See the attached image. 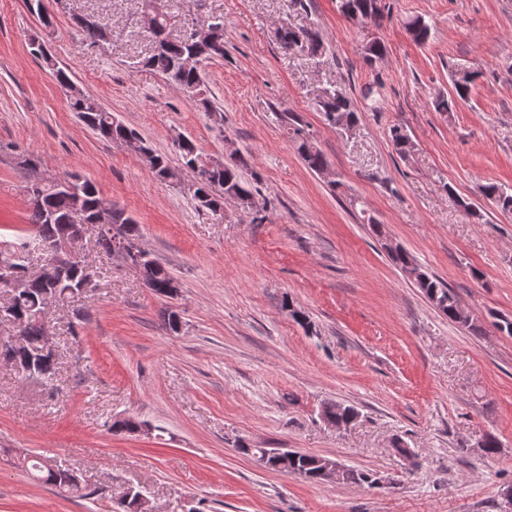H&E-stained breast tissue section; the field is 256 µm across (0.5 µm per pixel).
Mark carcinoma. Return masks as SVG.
I'll list each match as a JSON object with an SVG mask.
<instances>
[{"mask_svg": "<svg viewBox=\"0 0 512 512\" xmlns=\"http://www.w3.org/2000/svg\"><path fill=\"white\" fill-rule=\"evenodd\" d=\"M375 0H336L338 11L353 24L362 28L377 25L384 18V11L374 5ZM145 8L152 9L150 52L142 59L145 67L154 70L171 83L191 90L190 101L206 111L213 112L215 108L207 96V87L201 70L188 63L192 56L202 60L224 58V33L210 43H198L185 38H171L167 42L157 44V37L168 34L171 15L167 11L164 0H145ZM76 26L82 32L84 41L96 45L109 39L110 30L107 24L94 14L83 13L74 16ZM404 25L412 39L418 44H425L431 37V28L420 16H409ZM278 44L285 50H290L300 44L307 47L309 53L318 57L323 54L324 46L319 31L313 28L297 29L289 27L277 36ZM474 79L463 83H453L454 94L437 102V109L441 112H450L454 107L455 99L468 96ZM69 107L76 112L81 121L97 136L107 141L125 139L133 143L134 147L150 150L139 133L118 121L97 99L81 93L68 98ZM319 110L330 126L336 125V120L344 119L349 123H358V113L353 102L334 85L326 87L319 97ZM277 119L284 126L289 138L307 167L318 173L325 166L327 160L317 146L314 137L299 123L295 114L291 112L277 113ZM389 138L399 155H405L411 148V139L400 126H393L389 131ZM176 153L180 157L182 166L193 171L197 168L204 170L203 176L194 179L193 184L183 186L185 194L196 203L197 208L217 212L224 209V193L247 201V209L257 207L255 189L244 176L247 162L240 156L229 159L211 169L207 168L208 160L199 152L197 146L190 139L175 144ZM154 168L151 170L154 178L160 182L172 183L179 180L178 172L171 166L169 156L162 152H153ZM78 180L80 198L89 218L94 222H103L112 225V236L102 235L96 243L107 252H112L113 237L120 236L126 239L134 248L131 259L144 260L146 277L144 283L155 293L168 296V286L175 280L172 273L150 257L141 246L140 227L136 219L124 210L114 207L112 201L103 197L96 185L88 179L73 175ZM30 197L29 224L30 234L14 243L0 244V254H14L25 258L30 242L39 239L46 246L51 247L63 237L65 224L73 206V194L59 189L54 181L45 184H32L27 188ZM482 195L489 199L496 208L503 212H512V191L495 183H486L481 186ZM78 276V265L70 268H61L54 271L48 278L31 283L28 290L10 299V306L17 316L22 319L23 336L28 350L14 353L13 361L24 369L30 365L35 371L44 374V380L53 379L56 373L57 359L49 355L36 362H31L30 351L40 347L45 326L44 309L42 302L44 296L52 294L57 296L60 303L70 301L78 291L75 278ZM427 301L442 315L474 335L482 333V325L471 311L461 302L457 292L448 287L440 279L420 271L415 279ZM323 415L336 423V426H347L357 418V412L350 406L330 403L324 407ZM242 452L258 456L263 467L287 475H294L310 482L324 481L321 462L324 457L303 452H290L288 458L281 459L274 450L267 448H244ZM22 467L36 481H42L53 486L61 493L70 496L90 499L97 494L95 490H87L79 484L77 478L64 469H54L47 461L34 455L22 460Z\"/></svg>", "mask_w": 512, "mask_h": 512, "instance_id": "carcinoma-1", "label": "carcinoma"}]
</instances>
